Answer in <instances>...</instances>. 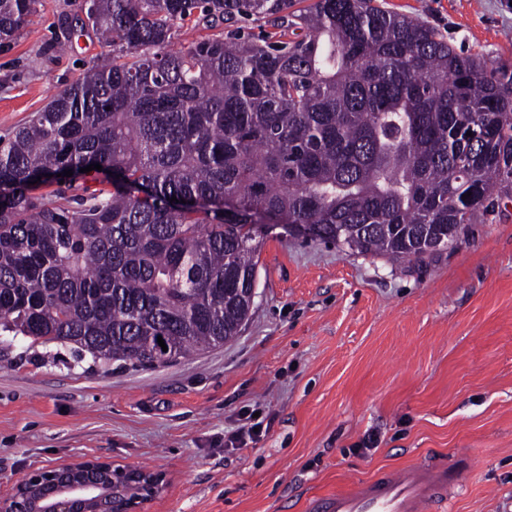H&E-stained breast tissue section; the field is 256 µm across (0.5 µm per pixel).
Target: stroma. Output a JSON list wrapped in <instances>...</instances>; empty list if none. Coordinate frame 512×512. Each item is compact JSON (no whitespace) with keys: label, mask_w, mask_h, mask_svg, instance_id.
<instances>
[{"label":"stroma","mask_w":512,"mask_h":512,"mask_svg":"<svg viewBox=\"0 0 512 512\" xmlns=\"http://www.w3.org/2000/svg\"><path fill=\"white\" fill-rule=\"evenodd\" d=\"M512 77V0H382ZM84 0H40L0 43V139L108 54ZM244 406L266 430L224 432ZM376 435V449L359 441ZM446 456L450 512H512V199L453 249L392 264L269 240L249 320L229 344L155 369L70 349L0 351V497L29 472L98 460L163 487L136 512H305L308 497ZM255 409L242 410L237 419V424L230 431L224 433V450L232 447V450L240 449L247 445V441H253L260 433H262V421L257 417H253ZM254 428H259V431L254 432Z\"/></svg>","instance_id":"35a3bbf8"}]
</instances>
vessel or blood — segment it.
Returning <instances> with one entry per match:
<instances>
[{"instance_id": "1", "label": "vessel or blood", "mask_w": 512, "mask_h": 512, "mask_svg": "<svg viewBox=\"0 0 512 512\" xmlns=\"http://www.w3.org/2000/svg\"><path fill=\"white\" fill-rule=\"evenodd\" d=\"M460 485L459 471L447 458L416 462L400 470L388 469L353 482L344 492L308 500L307 512H430L447 503Z\"/></svg>"}]
</instances>
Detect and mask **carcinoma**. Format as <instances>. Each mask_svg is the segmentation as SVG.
<instances>
[{
    "label": "carcinoma",
    "mask_w": 512,
    "mask_h": 512,
    "mask_svg": "<svg viewBox=\"0 0 512 512\" xmlns=\"http://www.w3.org/2000/svg\"><path fill=\"white\" fill-rule=\"evenodd\" d=\"M37 2L0 0L1 42ZM290 4L90 3L112 55L0 143V346L164 366L239 335L263 224L402 263L512 197V79L373 0ZM191 19L279 39L174 48ZM97 163L112 189L29 194Z\"/></svg>",
    "instance_id": "1"
}]
</instances>
